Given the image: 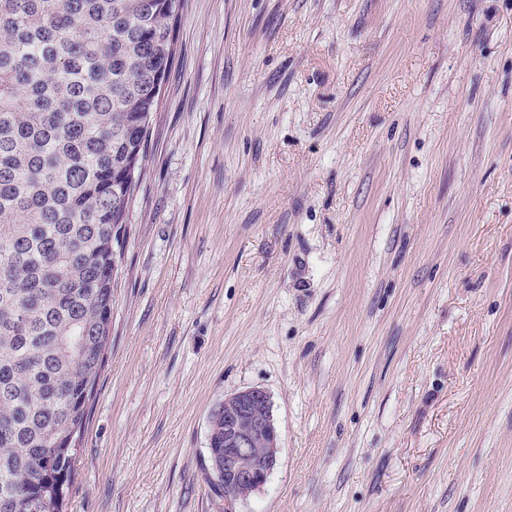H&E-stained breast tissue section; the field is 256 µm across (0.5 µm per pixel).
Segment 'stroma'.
<instances>
[{"label": "stroma", "instance_id": "stroma-1", "mask_svg": "<svg viewBox=\"0 0 512 512\" xmlns=\"http://www.w3.org/2000/svg\"><path fill=\"white\" fill-rule=\"evenodd\" d=\"M67 512H512V0H183ZM217 409L209 418L208 448L224 482L225 510L231 512L232 504L266 484L278 464L280 438L270 395L263 388L227 394Z\"/></svg>", "mask_w": 512, "mask_h": 512}]
</instances>
